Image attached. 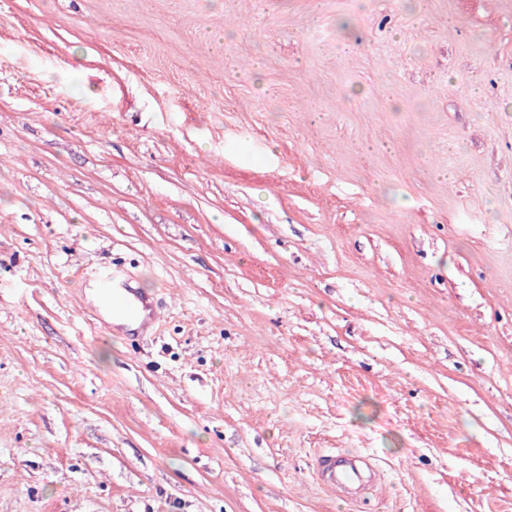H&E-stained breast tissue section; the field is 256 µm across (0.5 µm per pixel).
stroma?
<instances>
[{
	"label": "stroma",
	"instance_id": "stroma-1",
	"mask_svg": "<svg viewBox=\"0 0 512 512\" xmlns=\"http://www.w3.org/2000/svg\"><path fill=\"white\" fill-rule=\"evenodd\" d=\"M0 512H512V0H0ZM97 287L102 298V306L112 320H132L139 324L142 332H146L157 319L159 306L153 299L131 288L130 281L115 270H107L97 277ZM91 296L95 303L100 304L96 287H91ZM363 464L368 477L363 468L357 467L342 454L328 453L318 457L316 474L332 492L346 497L353 496L381 480L380 473L368 461L364 460Z\"/></svg>",
	"mask_w": 512,
	"mask_h": 512
}]
</instances>
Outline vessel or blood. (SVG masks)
Masks as SVG:
<instances>
[{
  "instance_id": "b4317fda",
  "label": "vessel or blood",
  "mask_w": 512,
  "mask_h": 512,
  "mask_svg": "<svg viewBox=\"0 0 512 512\" xmlns=\"http://www.w3.org/2000/svg\"><path fill=\"white\" fill-rule=\"evenodd\" d=\"M97 287L102 298V306L112 318L131 320L140 329H149L157 319L159 307L153 299L132 288L121 273L107 270L97 277ZM316 474L332 492L342 496H353L366 485L379 482L376 469L365 470L348 461L343 455L328 453L318 457Z\"/></svg>"
}]
</instances>
